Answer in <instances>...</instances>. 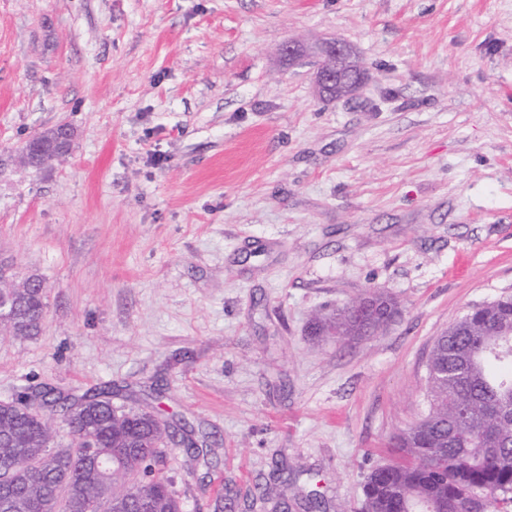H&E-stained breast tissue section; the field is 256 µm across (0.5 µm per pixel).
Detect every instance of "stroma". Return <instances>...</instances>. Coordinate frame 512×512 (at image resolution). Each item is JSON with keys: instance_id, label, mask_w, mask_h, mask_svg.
I'll return each mask as SVG.
<instances>
[{"instance_id": "obj_1", "label": "stroma", "mask_w": 512, "mask_h": 512, "mask_svg": "<svg viewBox=\"0 0 512 512\" xmlns=\"http://www.w3.org/2000/svg\"><path fill=\"white\" fill-rule=\"evenodd\" d=\"M291 37L349 42L356 95ZM59 123L65 163L10 162ZM0 158V262L47 302L0 401L159 377L184 512H359L435 338L512 292V0H0ZM370 288L391 324L314 335Z\"/></svg>"}]
</instances>
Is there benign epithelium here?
Returning a JSON list of instances; mask_svg holds the SVG:
<instances>
[{"mask_svg":"<svg viewBox=\"0 0 512 512\" xmlns=\"http://www.w3.org/2000/svg\"><path fill=\"white\" fill-rule=\"evenodd\" d=\"M308 51L309 48L295 38L284 42L281 47V55L290 61L300 58ZM312 51L320 58L315 76L319 97L325 98L333 92L347 96L358 87L362 79L361 66L356 60L353 48L347 42L340 39L325 40ZM360 316L390 323L394 319V312L392 307L369 298L364 302Z\"/></svg>","mask_w":512,"mask_h":512,"instance_id":"obj_1","label":"benign epithelium"}]
</instances>
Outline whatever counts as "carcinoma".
I'll return each mask as SVG.
<instances>
[{"mask_svg": "<svg viewBox=\"0 0 512 512\" xmlns=\"http://www.w3.org/2000/svg\"><path fill=\"white\" fill-rule=\"evenodd\" d=\"M49 128L16 157L31 169L61 163ZM365 297L321 320L336 340L372 336L377 320L357 323ZM7 330L38 334L46 309L44 287L13 301ZM112 386L80 397L51 388L0 401V471L19 489L0 512H183L161 473L167 427L133 407L112 406ZM426 408L394 437L392 460L368 476V512H462L474 493L485 512H512V295L459 319L433 342L426 361ZM60 413L71 444L55 445L41 409Z\"/></svg>", "mask_w": 512, "mask_h": 512, "instance_id": "cac0c4a2", "label": "carcinoma"}]
</instances>
